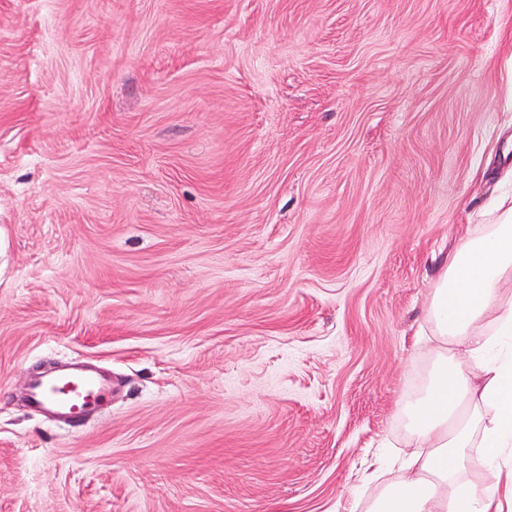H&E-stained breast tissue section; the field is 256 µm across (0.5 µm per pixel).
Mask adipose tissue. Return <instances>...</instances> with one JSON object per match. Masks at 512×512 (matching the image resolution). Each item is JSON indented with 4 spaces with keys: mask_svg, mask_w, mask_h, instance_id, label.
<instances>
[{
    "mask_svg": "<svg viewBox=\"0 0 512 512\" xmlns=\"http://www.w3.org/2000/svg\"><path fill=\"white\" fill-rule=\"evenodd\" d=\"M467 230L430 292L436 339L404 400L406 461L366 512H502L512 497V195ZM480 473L474 484L471 473Z\"/></svg>",
    "mask_w": 512,
    "mask_h": 512,
    "instance_id": "adipose-tissue-1",
    "label": "adipose tissue"
}]
</instances>
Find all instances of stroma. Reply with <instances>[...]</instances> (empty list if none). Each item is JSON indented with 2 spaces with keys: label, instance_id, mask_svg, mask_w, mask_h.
<instances>
[{
  "label": "stroma",
  "instance_id": "stroma-1",
  "mask_svg": "<svg viewBox=\"0 0 512 512\" xmlns=\"http://www.w3.org/2000/svg\"><path fill=\"white\" fill-rule=\"evenodd\" d=\"M510 141L512 0H0V512H365ZM107 395L108 388L101 379L84 368L71 367L51 376H31L27 398L32 408L50 412L71 424L79 423L103 405Z\"/></svg>",
  "mask_w": 512,
  "mask_h": 512
}]
</instances>
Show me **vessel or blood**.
Segmentation results:
<instances>
[{"label": "vessel or blood", "mask_w": 512, "mask_h": 512, "mask_svg": "<svg viewBox=\"0 0 512 512\" xmlns=\"http://www.w3.org/2000/svg\"><path fill=\"white\" fill-rule=\"evenodd\" d=\"M107 395L101 379L86 369L71 367L50 376H31L27 398L32 408L77 423L103 405Z\"/></svg>", "instance_id": "obj_1"}]
</instances>
